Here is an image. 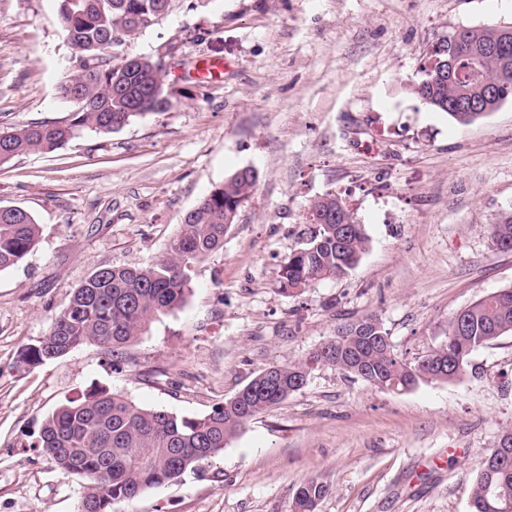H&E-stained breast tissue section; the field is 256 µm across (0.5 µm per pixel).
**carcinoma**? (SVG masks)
Instances as JSON below:
<instances>
[{
	"label": "carcinoma",
	"mask_w": 512,
	"mask_h": 512,
	"mask_svg": "<svg viewBox=\"0 0 512 512\" xmlns=\"http://www.w3.org/2000/svg\"><path fill=\"white\" fill-rule=\"evenodd\" d=\"M170 0H59L62 27L72 33L78 69L59 84L62 98L77 105L65 124L31 123L0 138V163L34 151L52 152L78 128L112 133L132 118L164 111L173 88L162 57L139 56L120 65L111 54L114 43L154 24ZM499 38L492 26L470 28L461 47L458 77H439V62L451 46L440 42L433 50L425 77L412 85L413 94L428 107L444 112L461 125L486 116L484 112H450L460 98L480 101L484 85L499 83L500 101L512 98V47L506 54H488L485 46ZM257 174L241 168L216 186L186 213L167 244L165 255L149 266H106L93 272L74 290L68 302L38 342L20 355V363L41 365L73 349L96 343L116 353L142 335L159 315L181 307L194 263L224 246V234L235 223L239 208L254 193ZM339 214L346 232L325 224ZM307 222L318 226L307 246L288 257L279 271L280 290L290 297L318 281L353 269L365 253L368 238L341 198L333 193L314 200ZM494 244L512 251V210L491 224ZM40 226L26 210L0 206V271L21 263L39 243ZM378 326L356 336L354 324H344L301 362L279 367V390H267L254 377L252 389L200 418L149 409L106 389L86 393L60 405L41 423L34 447L66 475L83 481L80 512H112L116 500H133L148 489L162 487L179 472L219 453L258 415L302 389L316 365L332 366L381 389L396 385L414 388L421 382H453L461 378L476 349L512 334V287L502 288L463 308L448 320V339L411 362L385 347L388 333L375 316L362 319ZM329 485L310 478L293 497L292 512H316L330 494ZM471 512H512V428L498 437L482 459L472 491Z\"/></svg>",
	"instance_id": "carcinoma-1"
}]
</instances>
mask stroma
Segmentation results:
<instances>
[{
	"instance_id": "stroma-1",
	"label": "stroma",
	"mask_w": 512,
	"mask_h": 512,
	"mask_svg": "<svg viewBox=\"0 0 512 512\" xmlns=\"http://www.w3.org/2000/svg\"><path fill=\"white\" fill-rule=\"evenodd\" d=\"M58 12L59 0H0V132L73 117L57 92L75 68ZM491 23L512 25V0H171L118 46L154 56L174 39L186 60L223 71L200 88L175 81L166 111L0 165V205L41 232L0 271V512H79L80 479L34 446L70 398L105 388L201 417L343 324L377 316L411 361L445 342L456 312L512 286V252L489 234L512 208V99L464 126L411 91L449 33ZM243 167L255 192L223 248L194 264L181 308L119 358L87 343L19 363L90 274L162 259L184 215ZM327 193L363 224L366 252L288 296L278 271ZM509 427L510 334L475 350L459 380L407 392L320 366L222 453L112 512H290L312 477L331 487L317 512H470L481 456Z\"/></svg>"
}]
</instances>
